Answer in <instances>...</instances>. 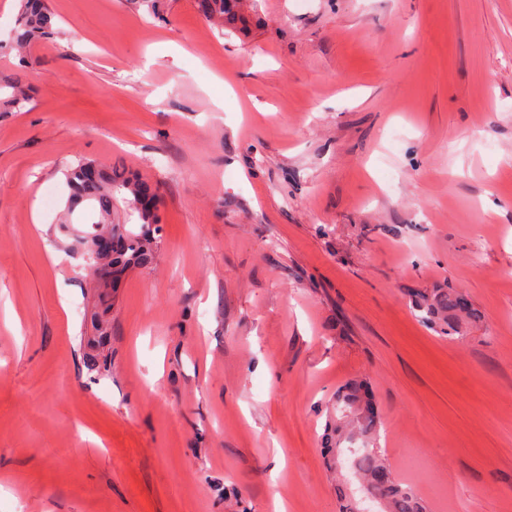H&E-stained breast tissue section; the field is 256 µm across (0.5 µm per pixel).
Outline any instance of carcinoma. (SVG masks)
Returning a JSON list of instances; mask_svg holds the SVG:
<instances>
[{
	"label": "carcinoma",
	"mask_w": 512,
	"mask_h": 512,
	"mask_svg": "<svg viewBox=\"0 0 512 512\" xmlns=\"http://www.w3.org/2000/svg\"><path fill=\"white\" fill-rule=\"evenodd\" d=\"M242 0H199L200 11L221 25L237 27L244 23L239 12ZM53 35L52 16L45 0H19L18 17L10 36L11 47L25 51ZM29 90L16 79L0 81V112H20L30 103ZM69 196L63 223H71L75 208H89L90 223H112L117 196L137 213L145 230L138 234L115 225L111 254L101 258L103 273L116 277L129 265L148 266L152 261V237L146 227L157 223V194L145 180L120 168H106L95 160L80 161L66 173ZM422 320L449 333L460 332L461 319H473L477 312L467 296L456 289L425 297L417 304ZM336 454L350 453V469L359 480L363 496L379 505L377 512H424L413 491L396 478L379 447V418L367 382H349L336 398ZM345 443L351 444L343 449ZM339 512H357L362 501L348 487L338 488Z\"/></svg>",
	"instance_id": "obj_1"
}]
</instances>
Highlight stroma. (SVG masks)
<instances>
[{
	"label": "stroma",
	"instance_id": "stroma-1",
	"mask_svg": "<svg viewBox=\"0 0 512 512\" xmlns=\"http://www.w3.org/2000/svg\"><path fill=\"white\" fill-rule=\"evenodd\" d=\"M158 2L47 0L0 55L33 89L0 113V512H338L353 378L426 512H512V0ZM82 159L160 196L115 288L60 223ZM448 288L455 340L415 306ZM53 34L52 16L45 0H19L18 17L10 36L11 47L26 51ZM242 0H199L200 11L208 18L218 21L222 26L237 27L244 23L239 12Z\"/></svg>",
	"mask_w": 512,
	"mask_h": 512
}]
</instances>
